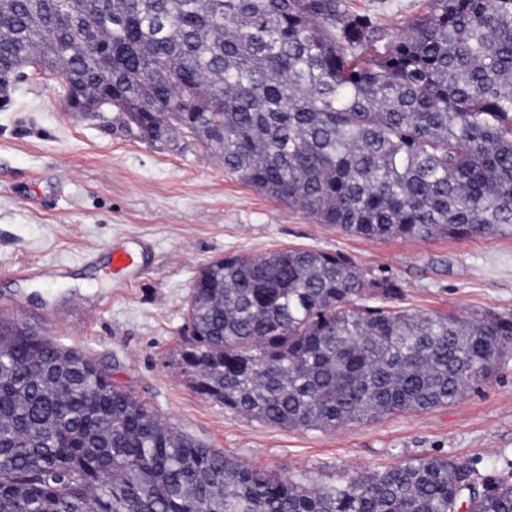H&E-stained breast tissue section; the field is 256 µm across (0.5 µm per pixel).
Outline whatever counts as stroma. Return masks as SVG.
I'll list each match as a JSON object with an SVG mask.
<instances>
[{
	"label": "stroma",
	"instance_id": "1",
	"mask_svg": "<svg viewBox=\"0 0 512 512\" xmlns=\"http://www.w3.org/2000/svg\"><path fill=\"white\" fill-rule=\"evenodd\" d=\"M421 3L347 0L391 34ZM11 96L0 111V316L79 350L174 431L257 469L325 483L443 455L512 481V357L448 405L331 431L246 418L172 366L193 281L213 260L291 247L340 252L366 277L396 281L402 308L512 313V237H351L243 184L200 146L150 144L122 132L116 113L68 111L59 77L26 70ZM116 246L138 254L133 286L100 278ZM48 264L66 266V277L34 276Z\"/></svg>",
	"mask_w": 512,
	"mask_h": 512
}]
</instances>
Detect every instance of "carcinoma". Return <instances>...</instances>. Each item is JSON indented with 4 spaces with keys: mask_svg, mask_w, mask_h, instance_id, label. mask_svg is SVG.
I'll use <instances>...</instances> for the list:
<instances>
[{
    "mask_svg": "<svg viewBox=\"0 0 512 512\" xmlns=\"http://www.w3.org/2000/svg\"><path fill=\"white\" fill-rule=\"evenodd\" d=\"M112 100L134 137L369 240L512 236V0H425L384 36L346 0H0V64ZM308 248L202 267L173 366L279 428L445 405L512 354V314L410 311ZM420 456L346 481L174 433L95 362L0 317V512H512V482Z\"/></svg>",
    "mask_w": 512,
    "mask_h": 512,
    "instance_id": "1",
    "label": "carcinoma"
}]
</instances>
